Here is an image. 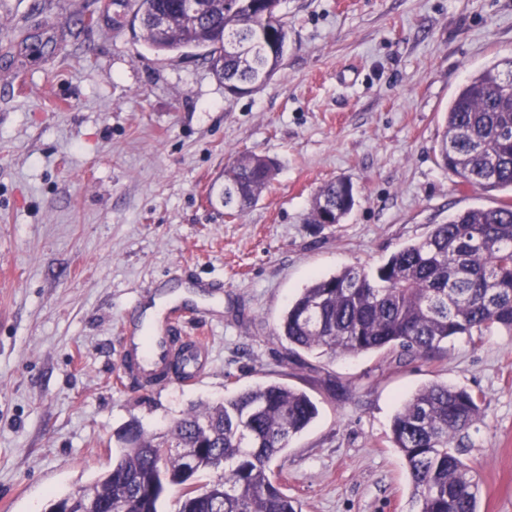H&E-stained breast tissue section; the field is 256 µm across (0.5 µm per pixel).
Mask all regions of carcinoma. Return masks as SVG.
Masks as SVG:
<instances>
[{
    "label": "carcinoma",
    "mask_w": 512,
    "mask_h": 512,
    "mask_svg": "<svg viewBox=\"0 0 512 512\" xmlns=\"http://www.w3.org/2000/svg\"><path fill=\"white\" fill-rule=\"evenodd\" d=\"M245 3L209 0L195 16L180 0H137L134 18L153 50L202 52L224 90L239 96L263 87L288 54V27L277 11L266 18ZM439 156L464 187L512 191V71L495 63L457 91ZM276 173L269 157L237 154L224 167V210L256 203ZM354 205L350 182L329 181L309 221L338 224ZM497 331L512 335V198L455 214L372 273L348 268L314 280L281 322L289 351L328 358L398 347L428 360L457 336ZM317 414L304 391L270 383L188 413L165 433L132 423L118 456L83 490L95 512H158L166 485L180 490L178 512H299L269 463ZM482 414L478 395L441 382L402 402L391 440L405 459L417 512H478L479 484L464 457ZM216 458L225 476L198 484Z\"/></svg>",
    "instance_id": "1"
}]
</instances>
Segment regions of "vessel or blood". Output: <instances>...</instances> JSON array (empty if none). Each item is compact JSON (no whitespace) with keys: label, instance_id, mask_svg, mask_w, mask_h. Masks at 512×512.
<instances>
[{"label":"vessel or blood","instance_id":"b4317fda","mask_svg":"<svg viewBox=\"0 0 512 512\" xmlns=\"http://www.w3.org/2000/svg\"><path fill=\"white\" fill-rule=\"evenodd\" d=\"M171 326H161L146 336L127 337L121 351L124 379L150 389L173 377L187 383L203 373L206 365L203 340L173 336Z\"/></svg>","mask_w":512,"mask_h":512}]
</instances>
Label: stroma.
I'll return each mask as SVG.
<instances>
[{
	"instance_id": "35a3bbf8",
	"label": "stroma",
	"mask_w": 512,
	"mask_h": 512,
	"mask_svg": "<svg viewBox=\"0 0 512 512\" xmlns=\"http://www.w3.org/2000/svg\"><path fill=\"white\" fill-rule=\"evenodd\" d=\"M134 3L0 0V512H48L93 482L129 423L157 431L270 382L319 410L270 463L302 512H413L391 422L432 381L481 397L478 509L512 512L511 335L460 336L430 360H330L279 334L314 278L375 270L502 200L460 186L438 142L459 86L512 60V0H279L288 55L239 97L204 59L151 50ZM241 152L278 171L231 218L212 187ZM337 178L352 212L309 223ZM179 291L203 375L119 382L129 310L162 311Z\"/></svg>"
}]
</instances>
